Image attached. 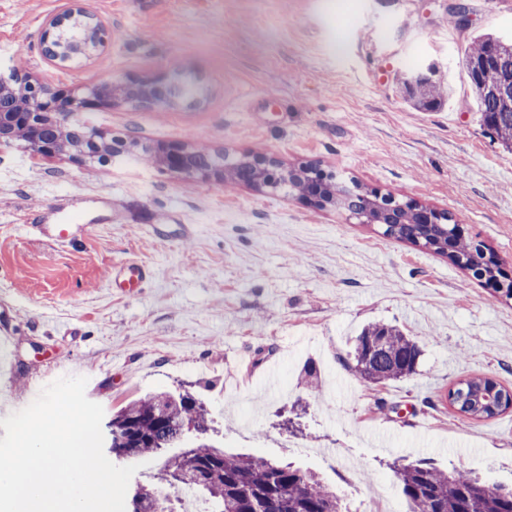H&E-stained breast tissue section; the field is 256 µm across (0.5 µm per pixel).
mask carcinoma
I'll return each instance as SVG.
<instances>
[{
    "label": "carcinoma",
    "mask_w": 512,
    "mask_h": 512,
    "mask_svg": "<svg viewBox=\"0 0 512 512\" xmlns=\"http://www.w3.org/2000/svg\"><path fill=\"white\" fill-rule=\"evenodd\" d=\"M464 67L478 102L484 127L493 131L503 147L512 149V39L493 34L475 37ZM400 82L413 104L433 110L445 93L438 66L400 74ZM265 175L239 163L227 169V184L260 182ZM291 192L306 197L322 191L326 199L357 219L366 213L369 193H352L331 178L318 183L306 174L288 180ZM384 220V235L447 257L454 265L486 283L500 275L492 251L459 231L451 217L427 224L420 204L391 196L376 198ZM421 349L413 337L393 326L372 325L356 337L353 365L356 376L373 385L406 378L416 372ZM458 411L475 419L492 418L512 408V392L490 378L462 381L449 391ZM168 410L170 425L160 430L155 409ZM207 407L188 393L160 392L133 401L112 416V427L123 441L112 448L119 458L153 457L186 441L190 431L213 430ZM409 512H512V486L484 481L468 471L439 470L425 461L393 464ZM177 479L196 490L211 505V512H346L342 497L316 473L290 463L277 464L244 454H228L214 442L194 439L185 451L167 459L158 481ZM169 491V492H171ZM169 492L157 488L143 494L156 496L154 512H168Z\"/></svg>",
    "instance_id": "carcinoma-1"
}]
</instances>
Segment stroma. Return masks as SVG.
<instances>
[{
  "mask_svg": "<svg viewBox=\"0 0 512 512\" xmlns=\"http://www.w3.org/2000/svg\"><path fill=\"white\" fill-rule=\"evenodd\" d=\"M465 2L462 30L450 0H83L104 44L52 66L45 21L74 0H0L2 71L53 89L109 74L197 90L170 109L82 113L133 142L111 162L0 144V334L15 338L0 419L65 367L108 416L149 393L190 392L224 448L321 472L350 512L377 493L404 512L396 461L511 485L512 409L472 420L448 391L475 376L512 390V299L287 188L186 182L144 157L182 143L315 165L452 214L512 275V152L484 130L463 65L474 35L512 34V0ZM434 60L450 95L420 111L397 74ZM68 194L111 198V223L65 245L32 234L28 210ZM129 261L150 267L149 284H112ZM375 323L415 337L416 374L378 386L354 374V340Z\"/></svg>",
  "mask_w": 512,
  "mask_h": 512,
  "instance_id": "stroma-1",
  "label": "stroma"
}]
</instances>
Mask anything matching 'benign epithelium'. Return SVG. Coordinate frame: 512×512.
Returning <instances> with one entry per match:
<instances>
[{"mask_svg":"<svg viewBox=\"0 0 512 512\" xmlns=\"http://www.w3.org/2000/svg\"><path fill=\"white\" fill-rule=\"evenodd\" d=\"M105 27L92 12L78 6L47 20L43 35V54L54 66L65 65L91 58L104 43ZM32 82L27 74L11 71L0 74V143L19 140L15 135L18 126L29 130L23 142L36 155L53 156L70 154L83 161L102 159L108 161L126 151V143L106 137L78 118L80 112H92L118 100H135L147 106L171 103L167 90L156 83H125L112 76L78 93L73 90L41 87L35 96L25 99L22 109L13 108L14 99L23 94L24 85ZM73 127L86 131L82 144L70 146L65 136ZM155 161L163 167L183 174H217L221 167L209 163L202 167L196 158V149L180 144H170L153 151ZM247 163L264 172L275 171L278 177L288 179L295 171L281 170L275 162L259 158Z\"/></svg>","mask_w":512,"mask_h":512,"instance_id":"obj_1","label":"benign epithelium"}]
</instances>
